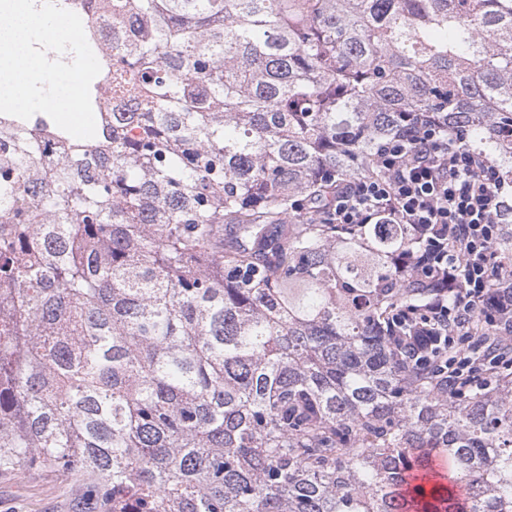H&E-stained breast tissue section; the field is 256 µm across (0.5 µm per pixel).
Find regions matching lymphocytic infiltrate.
I'll return each instance as SVG.
<instances>
[{"label": "lymphocytic infiltrate", "instance_id": "1", "mask_svg": "<svg viewBox=\"0 0 512 512\" xmlns=\"http://www.w3.org/2000/svg\"><path fill=\"white\" fill-rule=\"evenodd\" d=\"M465 139L464 129L416 113L378 146L370 172L337 187L325 215L331 224H368L386 211L414 226L458 294L451 306L434 299L432 319L452 326L458 344H479L486 359H512V290L495 249L512 184Z\"/></svg>", "mask_w": 512, "mask_h": 512}]
</instances>
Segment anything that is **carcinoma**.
I'll list each match as a JSON object with an SVG mask.
<instances>
[{
    "label": "carcinoma",
    "mask_w": 512,
    "mask_h": 512,
    "mask_svg": "<svg viewBox=\"0 0 512 512\" xmlns=\"http://www.w3.org/2000/svg\"><path fill=\"white\" fill-rule=\"evenodd\" d=\"M112 137L0 162V475L92 512H512V374L423 322V244L325 224L410 112L512 177V0H123ZM497 248L512 259V205ZM448 483L411 484L432 455Z\"/></svg>",
    "instance_id": "carcinoma-1"
}]
</instances>
